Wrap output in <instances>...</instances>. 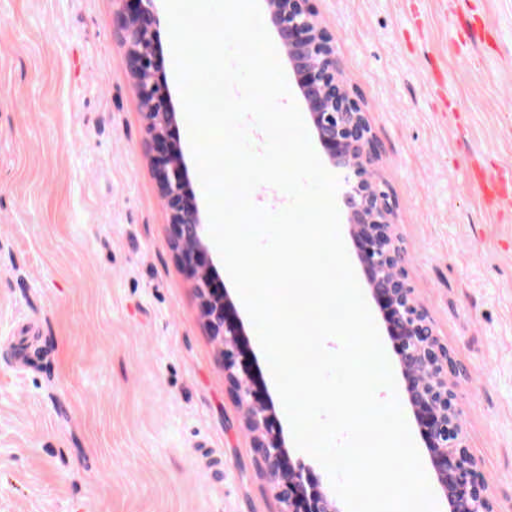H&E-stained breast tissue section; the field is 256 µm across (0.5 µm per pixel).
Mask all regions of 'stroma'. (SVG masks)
<instances>
[{
  "label": "stroma",
  "mask_w": 512,
  "mask_h": 512,
  "mask_svg": "<svg viewBox=\"0 0 512 512\" xmlns=\"http://www.w3.org/2000/svg\"><path fill=\"white\" fill-rule=\"evenodd\" d=\"M313 6L458 369L465 444L512 512V222L467 178L473 157L512 161V0H419L418 21L407 0ZM124 56L112 0H0V512H284L171 247ZM245 331L254 389L276 395Z\"/></svg>",
  "instance_id": "stroma-1"
}]
</instances>
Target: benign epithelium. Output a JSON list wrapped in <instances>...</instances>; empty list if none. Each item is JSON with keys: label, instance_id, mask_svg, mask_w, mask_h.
<instances>
[{"label": "benign epithelium", "instance_id": "7a95c632", "mask_svg": "<svg viewBox=\"0 0 512 512\" xmlns=\"http://www.w3.org/2000/svg\"><path fill=\"white\" fill-rule=\"evenodd\" d=\"M157 2L112 0V6L145 132L155 145L151 165L172 226L173 249L193 271L201 314L224 358V382L243 409L245 426L286 512H340L336 500L314 485L309 469L288 458L285 439L274 426L272 399H256L248 370L237 361L243 325L225 316L229 292L214 293L217 269L208 259L206 224L188 191L186 160L169 146L177 112L158 72ZM312 2L267 0V6L310 111L314 133L332 165L348 170L344 183L349 234L369 286L389 304L391 314L385 317L388 335L399 356L409 404L427 439L431 466L447 493L448 512H492L475 462L464 445L448 381V375L455 372L453 362L405 280L404 252L395 240L391 207L367 169L374 144L365 113L337 78L335 38L317 19Z\"/></svg>", "mask_w": 512, "mask_h": 512}]
</instances>
